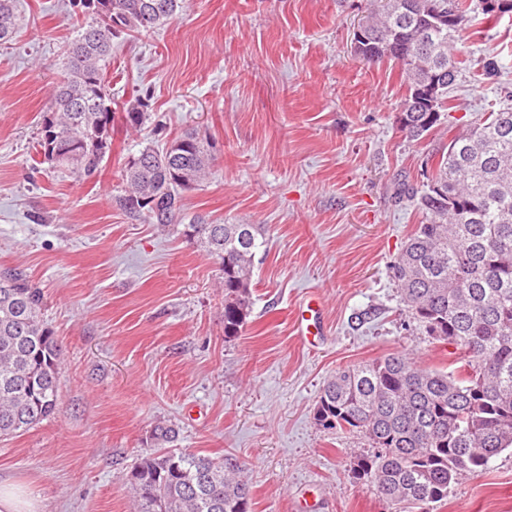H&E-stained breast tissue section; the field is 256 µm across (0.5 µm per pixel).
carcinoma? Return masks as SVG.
I'll return each instance as SVG.
<instances>
[{
    "instance_id": "1",
    "label": "carcinoma",
    "mask_w": 512,
    "mask_h": 512,
    "mask_svg": "<svg viewBox=\"0 0 512 512\" xmlns=\"http://www.w3.org/2000/svg\"><path fill=\"white\" fill-rule=\"evenodd\" d=\"M93 11L70 0L82 21L67 53L68 77L43 113L39 145L52 136L58 152L44 161L80 180L100 172L116 112L105 84L112 38L174 19L182 0H111ZM436 20L418 0H380L369 19L372 37L355 53L369 63L401 65L404 103L434 70L453 86L460 74L458 35L470 5L436 0ZM17 24L14 0H0V44ZM148 113L133 107L120 120L139 128ZM403 129L420 140L443 125L430 112H409ZM208 146L194 134L155 150L144 147L124 165L126 187L115 198L126 214L175 224L179 191L208 174ZM424 221L408 238L392 278L427 336L458 354L460 366L423 368L402 354L336 372L324 386L314 418L325 429L363 435L372 452L353 461L354 478L372 484L390 512H434L463 475L486 469L512 449V107L479 117L448 138L430 183L405 185ZM224 272V337L241 333L252 306L251 275L266 246L258 224L184 225ZM42 294L17 274L0 276V437L24 432L58 411L62 355L40 319ZM176 431L157 425L158 448ZM136 512H250L243 467L229 456L158 451L128 476Z\"/></svg>"
}]
</instances>
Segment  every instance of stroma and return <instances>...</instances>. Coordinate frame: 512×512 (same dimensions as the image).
<instances>
[{"label": "stroma", "mask_w": 512, "mask_h": 512, "mask_svg": "<svg viewBox=\"0 0 512 512\" xmlns=\"http://www.w3.org/2000/svg\"><path fill=\"white\" fill-rule=\"evenodd\" d=\"M17 6L22 22L0 45V271L41 289L62 356L59 410L0 439V481L38 512H133L127 475L161 423L176 429L175 449L236 458L251 512H388L350 472L367 441L314 419L340 369L395 353L423 367L451 361L390 274L423 220L396 184H422L448 131L409 138L401 67L354 54L375 0H185L164 26L120 35L112 107L141 103L150 118L138 131L115 125L90 181L51 168L38 145L76 35L68 0ZM463 39L448 112L467 124L512 91V14L469 11ZM185 132L211 144L212 162L182 193L184 219L266 233L251 313L231 340L218 261L180 225L131 218L113 201L128 157ZM310 291L324 334L306 344L296 312ZM435 512H512V450L461 477Z\"/></svg>", "instance_id": "stroma-1"}]
</instances>
